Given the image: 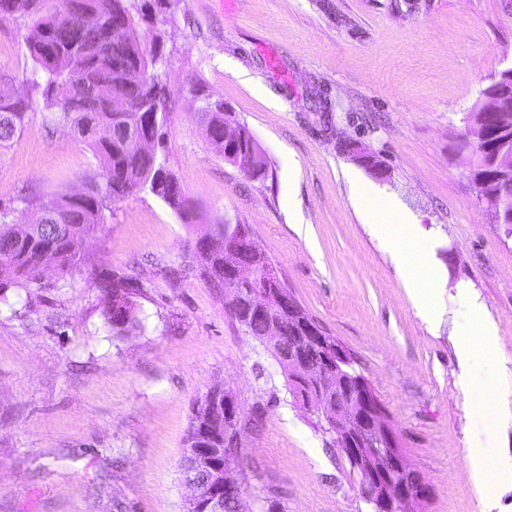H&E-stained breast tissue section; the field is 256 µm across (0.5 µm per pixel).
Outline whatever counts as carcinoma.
<instances>
[{"label": "carcinoma", "instance_id": "cac0c4a2", "mask_svg": "<svg viewBox=\"0 0 512 512\" xmlns=\"http://www.w3.org/2000/svg\"><path fill=\"white\" fill-rule=\"evenodd\" d=\"M72 0H0V18L21 17L31 29L27 49L31 61L32 89L41 96L47 119L68 124L80 141L92 153L95 169L87 177L85 195L75 198L69 193H52L21 198L27 206H37L40 212L34 233L14 223V209L0 207V306L13 308L9 288L29 279L41 269L53 268L62 273L85 264L74 251L77 239L96 232L104 223V211L140 193H150L170 208L181 212L186 208L176 175L168 166L164 154L168 110L170 109L167 72L159 48L160 34L147 39L141 33L139 17L134 15L126 0H88L94 4L100 18L118 22L125 28L123 36L101 38L94 27L85 28L84 39L74 50L64 48L53 56L44 53L43 35L56 32L66 38V29L82 20L71 15L67 4ZM142 64L143 84L134 87L125 81V72ZM85 69L86 82L74 87L70 74L74 66ZM194 96L203 102L200 119L211 145L224 154V134L233 138L236 151L248 155L252 170L247 176L254 180L267 177V160L248 128L224 111V101L212 99L205 86L192 85ZM141 99L135 112L120 115L112 111L115 97ZM70 101L63 109L59 102ZM33 111L29 98L17 97L9 80L0 76V144L18 136L27 114ZM148 123L154 127L158 150L144 153L129 147V135ZM231 238L227 225L216 224L197 244L199 265L197 275L203 281L224 289L225 303L232 302L229 280L224 278V248ZM238 263L244 273L247 288H262L268 283L282 284L271 261L255 257L248 250L240 252ZM104 288L112 298L103 312L105 324L120 336L143 327L137 303L139 283L125 274H112L104 279ZM271 318L253 316L245 320L243 334L251 337L258 355L278 359L288 352L294 340L288 324L282 325L279 340L268 345ZM244 485L237 483L224 491V512H237Z\"/></svg>", "mask_w": 512, "mask_h": 512}]
</instances>
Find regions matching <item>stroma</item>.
<instances>
[{
	"label": "stroma",
	"mask_w": 512,
	"mask_h": 512,
	"mask_svg": "<svg viewBox=\"0 0 512 512\" xmlns=\"http://www.w3.org/2000/svg\"><path fill=\"white\" fill-rule=\"evenodd\" d=\"M159 30L168 165L188 208L127 198L77 240L85 265L42 271L0 311V512H187L183 438L216 385L258 419L232 466L244 512L265 499L283 512H370L341 450L227 315L223 289L197 276L195 245L213 224L249 225L302 307L356 360L430 487L417 512H482L465 453L482 434L464 415L454 344L415 314L351 197L358 185L396 194L432 232L443 308L468 318L455 291L468 282L512 368V225L477 197L463 146L468 113L512 67V0H170ZM28 33L23 19H0V75L34 102L0 147V204L19 225L39 217L25 193L84 190L93 168L32 94ZM196 81L252 133L265 180L215 151ZM288 198L307 234L289 220ZM112 271L139 282L144 330L116 337L105 325L101 277Z\"/></svg>",
	"instance_id": "stroma-1"
}]
</instances>
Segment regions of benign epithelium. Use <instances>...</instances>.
<instances>
[{
	"mask_svg": "<svg viewBox=\"0 0 512 512\" xmlns=\"http://www.w3.org/2000/svg\"><path fill=\"white\" fill-rule=\"evenodd\" d=\"M487 99L481 112L467 117L464 142L481 154L493 151L494 161L481 173L471 175L477 196L485 199L491 187L506 174L512 172V134L508 133L507 121L512 116V67L499 72L492 83L483 90ZM239 243L225 248L224 273L232 281L243 277L239 272ZM249 309L255 313L271 314L289 304L283 290H255L241 295ZM291 325L301 336L297 345L288 350V372L300 384L315 387L300 400L306 408L321 413L327 432L344 445L346 460L360 473L361 497L373 506V512H409L410 506L425 501L430 493L422 476L414 482L405 481L400 475L408 472L398 452L399 438L389 423L386 410L367 381L359 383L361 398L349 405H340L329 397L335 388L341 367L348 363L343 346L325 341L324 332L314 321L289 315ZM320 348V362L313 364L304 355L310 345ZM198 406L205 417L219 415L224 421V443L235 446L240 440V424L243 409L236 395L225 389L207 398H201ZM193 467L201 478L188 476L184 484L192 490L191 500L197 502L196 512H223L224 488L233 483L231 459L224 449L200 447L187 449Z\"/></svg>",
	"mask_w": 512,
	"mask_h": 512,
	"instance_id": "1",
	"label": "benign epithelium"
}]
</instances>
